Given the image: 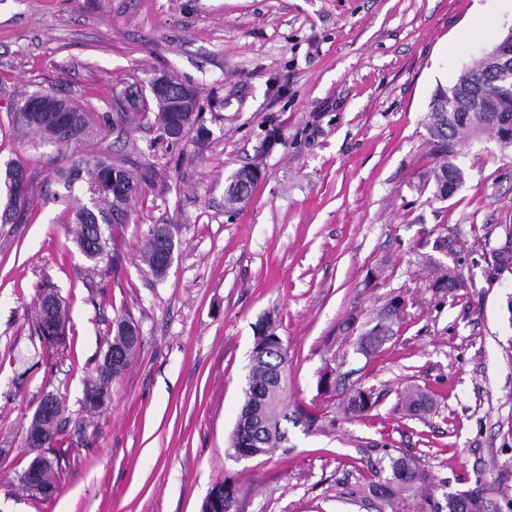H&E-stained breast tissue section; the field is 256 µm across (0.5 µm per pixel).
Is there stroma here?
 <instances>
[{"label": "stroma", "instance_id": "35a3bbf8", "mask_svg": "<svg viewBox=\"0 0 512 512\" xmlns=\"http://www.w3.org/2000/svg\"><path fill=\"white\" fill-rule=\"evenodd\" d=\"M512 27V0H0V162L26 171L31 208L0 223V512H201L230 481L235 512H384L371 462L404 454L435 498L480 489L512 512V274L488 261L512 224V149L457 146L465 172L441 201L423 188L441 156L424 119L434 90ZM168 74L200 91L206 139L114 128L101 149L154 174L112 227V267L86 261L52 196L70 148L12 124L45 90L101 115L125 87ZM260 177L228 206L229 177ZM176 249L163 280L138 261L154 225ZM467 281L432 288L440 266ZM70 309L73 351L35 333L42 289ZM390 336L360 337L392 298ZM128 315L137 353L81 444L63 443L59 489L15 496L36 455L25 429L42 397L78 419L83 380ZM288 349L289 404L323 413L358 388L377 403L326 435L290 428L288 455L234 457L254 327ZM434 410L406 416L408 385Z\"/></svg>", "mask_w": 512, "mask_h": 512}]
</instances>
